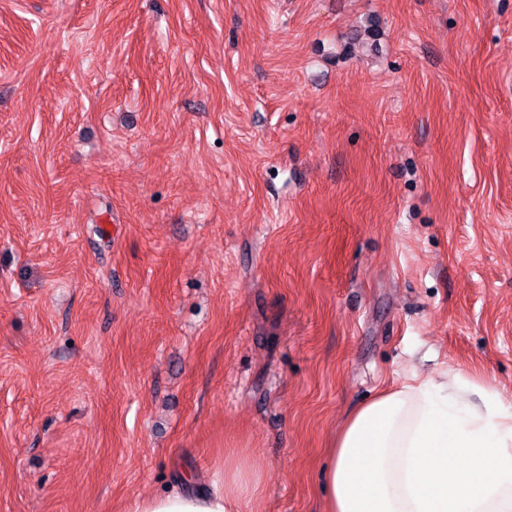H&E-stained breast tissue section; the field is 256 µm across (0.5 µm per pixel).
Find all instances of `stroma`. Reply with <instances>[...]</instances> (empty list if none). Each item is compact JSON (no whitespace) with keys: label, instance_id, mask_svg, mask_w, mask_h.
<instances>
[{"label":"stroma","instance_id":"obj_1","mask_svg":"<svg viewBox=\"0 0 512 512\" xmlns=\"http://www.w3.org/2000/svg\"><path fill=\"white\" fill-rule=\"evenodd\" d=\"M446 369L512 403V0H0V512H325ZM194 480L186 474L163 493L136 497L126 512H260L265 476L244 448L224 452L223 467L206 487Z\"/></svg>","mask_w":512,"mask_h":512}]
</instances>
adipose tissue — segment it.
Here are the masks:
<instances>
[{
    "mask_svg": "<svg viewBox=\"0 0 512 512\" xmlns=\"http://www.w3.org/2000/svg\"><path fill=\"white\" fill-rule=\"evenodd\" d=\"M327 512H512V406L455 371L411 374L357 407L328 450ZM265 476L231 449L127 512H259Z\"/></svg>",
    "mask_w": 512,
    "mask_h": 512,
    "instance_id": "obj_1",
    "label": "adipose tissue"
}]
</instances>
